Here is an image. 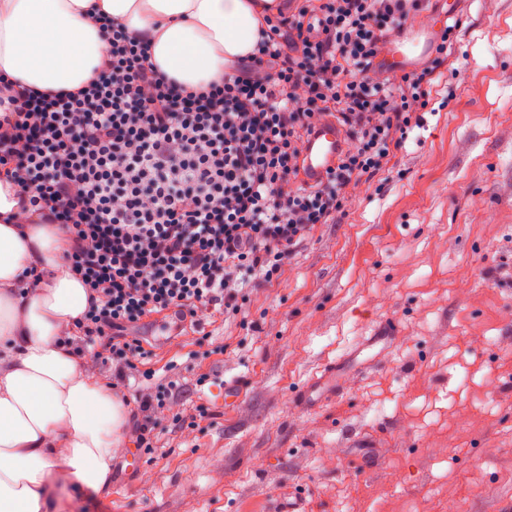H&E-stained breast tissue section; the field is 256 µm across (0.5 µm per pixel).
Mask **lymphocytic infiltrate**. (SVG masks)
I'll use <instances>...</instances> for the list:
<instances>
[{"instance_id":"f902f5d3","label":"lymphocytic infiltrate","mask_w":512,"mask_h":512,"mask_svg":"<svg viewBox=\"0 0 512 512\" xmlns=\"http://www.w3.org/2000/svg\"><path fill=\"white\" fill-rule=\"evenodd\" d=\"M424 0H280L253 54L223 79L188 87L151 47L104 17L109 47L76 90L5 81L0 174L35 223L63 233L88 291L75 332L112 369V395L142 417L138 447L164 390L130 387L152 352L130 333L166 311L238 315L248 277H280L297 244L333 223L359 184L384 171L429 103L453 28L432 65L376 76L375 63ZM349 144L315 185L302 145L324 121Z\"/></svg>"}]
</instances>
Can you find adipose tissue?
Wrapping results in <instances>:
<instances>
[{
    "mask_svg": "<svg viewBox=\"0 0 512 512\" xmlns=\"http://www.w3.org/2000/svg\"><path fill=\"white\" fill-rule=\"evenodd\" d=\"M101 11L150 40L160 71L191 87L252 53L262 19L260 0H0V74L79 88L108 48ZM13 194L0 180V215H16L0 222V512H53L51 485L107 484L127 412L69 342L88 293L66 241L16 214Z\"/></svg>",
    "mask_w": 512,
    "mask_h": 512,
    "instance_id": "adipose-tissue-1",
    "label": "adipose tissue"
}]
</instances>
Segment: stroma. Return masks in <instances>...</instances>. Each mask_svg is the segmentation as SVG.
<instances>
[{
    "instance_id": "obj_1",
    "label": "stroma",
    "mask_w": 512,
    "mask_h": 512,
    "mask_svg": "<svg viewBox=\"0 0 512 512\" xmlns=\"http://www.w3.org/2000/svg\"><path fill=\"white\" fill-rule=\"evenodd\" d=\"M455 74L388 170L352 192L239 315L144 337L178 388L137 471L129 416L101 491L54 485L58 512H512V0H430L387 71ZM386 349H360L383 323Z\"/></svg>"
}]
</instances>
